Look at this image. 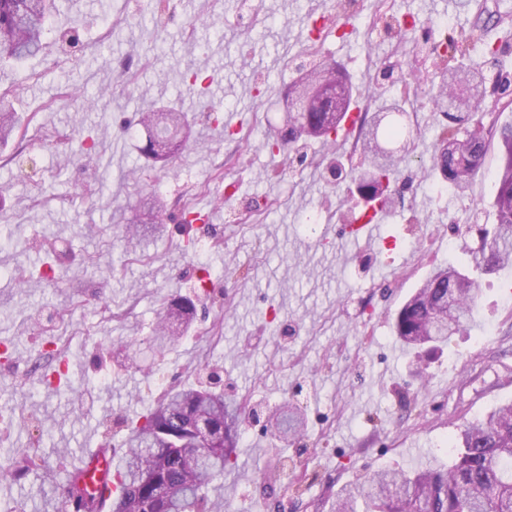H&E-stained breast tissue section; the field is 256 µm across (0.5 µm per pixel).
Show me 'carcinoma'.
<instances>
[{
  "label": "carcinoma",
  "instance_id": "obj_1",
  "mask_svg": "<svg viewBox=\"0 0 512 512\" xmlns=\"http://www.w3.org/2000/svg\"><path fill=\"white\" fill-rule=\"evenodd\" d=\"M57 11L56 0H0V61L19 63L39 53L49 31L50 18ZM288 68L299 74L288 88V96L304 95L317 87L334 84L341 88L342 103L317 100L309 110L286 112L281 127L269 131L266 148L279 155L288 146L320 138L328 148L336 146L344 130L343 121L353 109V86L339 77L336 64L317 60L314 53L304 60L288 59ZM484 82L476 67H450L431 84L430 100L435 111L447 120L440 142L452 150L435 149L431 162L444 181L458 191L469 188L471 179L493 141L499 144V165L493 172V206L496 228L485 234L473 252L477 267L512 264V124L474 121L469 109L460 107L472 89ZM408 90L386 98L375 112L358 114L356 128L361 155L371 168L356 174L341 160L325 168L330 184L354 182L367 205L380 210L391 206L382 190L412 157V130L392 117L407 115L404 96ZM168 118L153 121L154 108L138 112L149 144L142 152L153 162L167 166L176 155L162 158L154 144L183 129L185 112L175 106L164 109ZM17 124L9 92L0 93V143L13 138ZM399 148H386L379 131ZM164 202L151 192L139 200V223L158 222ZM478 288L469 276L452 263L439 264L396 314V336L407 347L430 350L447 344L472 317ZM195 302L175 296L163 303L158 314L156 335L150 346L162 353L180 334L169 325L190 321ZM247 402L229 396L217 375L207 386L170 389L139 417L125 442L126 452L112 471L110 512H205L208 491L237 467L236 448ZM448 462L418 469H381L363 483H349L336 492L335 512H512V403H505L486 415L464 424L448 438ZM31 475L42 481L54 479L43 465L39 449L29 450L0 465V481L17 475ZM90 501V512H101L95 498L78 486L74 470L66 471L61 493L51 506L54 512H80L75 496Z\"/></svg>",
  "mask_w": 512,
  "mask_h": 512
}]
</instances>
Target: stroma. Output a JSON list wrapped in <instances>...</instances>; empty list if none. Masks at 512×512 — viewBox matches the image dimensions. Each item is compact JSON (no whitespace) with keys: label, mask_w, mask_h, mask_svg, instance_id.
<instances>
[{"label":"stroma","mask_w":512,"mask_h":512,"mask_svg":"<svg viewBox=\"0 0 512 512\" xmlns=\"http://www.w3.org/2000/svg\"><path fill=\"white\" fill-rule=\"evenodd\" d=\"M335 0H249L248 27L234 21L235 0H61L43 53L23 66H0V90L13 91L27 148L0 168V341L14 348L0 368V422L10 436L0 458L40 444L54 472L74 466L84 449H120L131 426L164 390L193 385L217 372L233 392L261 411L282 400L305 407L308 430L285 448L262 423L241 427L237 469L211 499L232 512H330L344 484L373 471L447 461L442 438L462 423L512 400V306L502 301L512 265L475 267L479 229L491 228L489 205L498 150L487 155L465 193L433 197L441 176L428 166L442 122L429 102L433 64L416 62L417 44L377 36L360 23L356 37H330L318 47L354 82L371 80L398 56L417 84L406 108L420 135L414 172L400 170L389 190L396 205L381 217L369 247L343 235L357 212L345 189L327 184L325 148L312 142L284 179L265 181L276 164L265 132L287 110L285 89L296 74L284 59L304 50L308 23L335 15ZM499 4L498 60L480 59L486 96L481 112L498 109L503 79L512 80V0H393L398 15L418 21L417 34L447 18L448 41L467 47L482 5ZM78 30L82 48L63 56L58 31ZM210 75L208 97L236 115L240 138L220 135L188 71ZM179 98L193 115L189 146L176 170L155 187L167 199L191 202L209 221L184 232L179 210L160 228L140 226L141 243L120 235L139 198L134 167L146 135L138 107ZM94 140L93 152L79 150ZM265 205L260 223L225 235L246 207ZM319 214L315 230L303 220ZM432 241V251L411 241ZM452 263L479 284L478 307L463 334L432 353L405 350L393 331L404 301L434 263ZM60 269L52 282L46 265ZM219 282L197 305L198 327L221 319L219 338L183 339L166 356L146 341L163 297L192 293L199 267ZM277 319H270V309ZM70 339L79 369L67 382L39 383L47 338Z\"/></svg>","instance_id":"obj_1"}]
</instances>
